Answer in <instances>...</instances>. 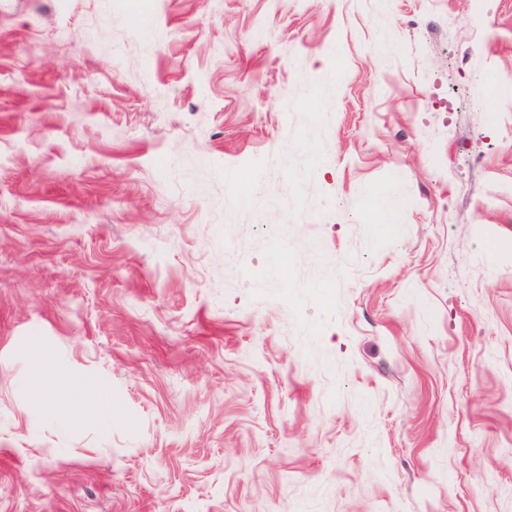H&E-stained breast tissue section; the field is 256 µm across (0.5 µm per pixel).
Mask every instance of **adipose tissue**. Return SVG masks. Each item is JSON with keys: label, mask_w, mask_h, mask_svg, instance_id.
<instances>
[{"label": "adipose tissue", "mask_w": 512, "mask_h": 512, "mask_svg": "<svg viewBox=\"0 0 512 512\" xmlns=\"http://www.w3.org/2000/svg\"><path fill=\"white\" fill-rule=\"evenodd\" d=\"M65 383L59 377L49 358L42 357L31 363L27 388L40 402L44 411L72 424L82 417L107 425L112 421V398L101 387L84 388L80 398L73 403L61 401L59 394Z\"/></svg>", "instance_id": "adipose-tissue-1"}]
</instances>
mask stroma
Listing matches in <instances>:
<instances>
[{
    "instance_id": "1",
    "label": "stroma",
    "mask_w": 512,
    "mask_h": 512,
    "mask_svg": "<svg viewBox=\"0 0 512 512\" xmlns=\"http://www.w3.org/2000/svg\"><path fill=\"white\" fill-rule=\"evenodd\" d=\"M0 512H512V0H0ZM65 387L67 384L59 377L48 357H40L31 363L27 388L39 400L44 411L67 424L85 416L103 425L112 423V398L106 389L85 387L75 403H67L59 399Z\"/></svg>"
}]
</instances>
